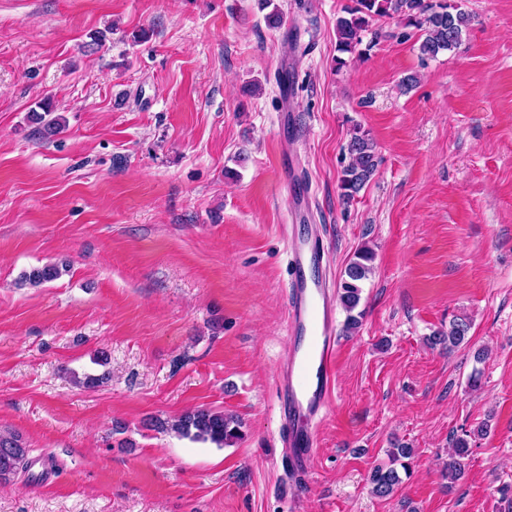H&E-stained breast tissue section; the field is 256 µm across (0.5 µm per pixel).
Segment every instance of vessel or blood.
<instances>
[{"mask_svg":"<svg viewBox=\"0 0 512 512\" xmlns=\"http://www.w3.org/2000/svg\"><path fill=\"white\" fill-rule=\"evenodd\" d=\"M293 274L287 284V333L291 345L279 368L280 438L289 449L285 468L292 489L311 474L317 446L315 421L328 411L336 383L341 346L336 334L335 293L320 268L325 247L321 233L291 239Z\"/></svg>","mask_w":512,"mask_h":512,"instance_id":"obj_1","label":"vessel or blood"}]
</instances>
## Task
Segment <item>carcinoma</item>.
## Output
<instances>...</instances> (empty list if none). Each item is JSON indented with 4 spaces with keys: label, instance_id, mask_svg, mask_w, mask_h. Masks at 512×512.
Instances as JSON below:
<instances>
[{
    "label": "carcinoma",
    "instance_id": "obj_1",
    "mask_svg": "<svg viewBox=\"0 0 512 512\" xmlns=\"http://www.w3.org/2000/svg\"><path fill=\"white\" fill-rule=\"evenodd\" d=\"M398 17L407 27L420 32L419 52L424 58H435L443 51L458 48L469 25V17L462 11L458 0H355V5L345 10V15L336 20V48L340 56L336 57V69L346 66L344 54L355 53L362 43V35L370 22L376 17ZM31 120L38 124L37 133L43 139H49L61 133L66 120L61 116H52L50 102L44 101L39 110L32 112ZM346 150L349 163L341 170L339 190L341 199L349 203L369 182L378 166L375 146L368 134L360 128L353 129ZM373 252L367 248L359 249L344 271L340 283V302L346 312L347 328L352 330L359 324L353 311L360 302L361 281L371 272L370 262ZM60 276L55 264L34 267L23 274L21 280L33 286L53 281ZM469 324L463 320H454L449 324L448 333L432 337V343L446 345L452 349L465 340ZM176 434L198 441H210L219 447L229 445L241 438L238 419L222 412L201 408L188 411L169 424ZM468 453V440L457 437L453 442V455L449 458L446 471L450 479L457 478L464 470L463 459ZM413 449L406 446L388 451L391 465L375 468L370 476L372 492L379 497L391 495L403 482L396 468L408 469L405 460L412 457ZM32 466L28 459V449L20 439L11 434H0V480L7 479L19 470Z\"/></svg>",
    "mask_w": 512,
    "mask_h": 512
}]
</instances>
